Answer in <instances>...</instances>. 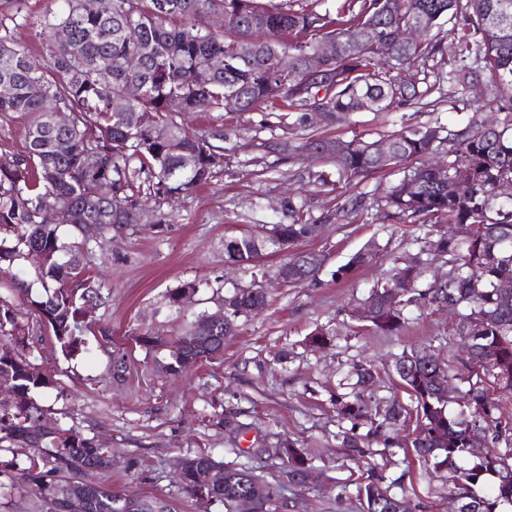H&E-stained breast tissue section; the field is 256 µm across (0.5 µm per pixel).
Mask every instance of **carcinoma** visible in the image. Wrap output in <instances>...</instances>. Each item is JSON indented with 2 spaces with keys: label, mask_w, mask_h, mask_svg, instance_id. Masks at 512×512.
<instances>
[{
  "label": "carcinoma",
  "mask_w": 512,
  "mask_h": 512,
  "mask_svg": "<svg viewBox=\"0 0 512 512\" xmlns=\"http://www.w3.org/2000/svg\"><path fill=\"white\" fill-rule=\"evenodd\" d=\"M26 0H10L0 11V82L13 94L0 99V113L31 115L25 151L0 159V272L26 268L31 282L21 283L37 322L66 357L87 350L92 332L83 319L85 305L103 301L101 284L85 257L86 240L75 232L100 219L122 228L138 223L139 206L169 195L189 194L209 184L224 168V129H188L182 116L224 111V99L239 100L238 111L260 104L282 103L308 122L306 108L323 103L340 120L368 102L373 112L401 106H431V97L448 83V92L465 95L487 71L490 94L502 117L489 127L469 123L454 130L416 126L388 137L391 153L380 157L372 142L307 137L297 145L276 140L262 144L270 153L290 158L314 156L334 172H308L314 183L349 184L354 179L391 165L408 163L403 177L389 186L380 201L363 194L348 197L341 212L362 214L379 206L401 218L436 219L448 231H428L419 252L396 268L415 285L398 308L389 304L392 280L377 283L362 307L371 323L385 334L404 329L406 307L421 302L462 308L457 335L464 357L462 371L469 385L458 405L448 411L450 397L434 386V367L426 348L396 356L395 371L402 388L415 403V415L429 434L410 441L418 461L448 472V491L466 512H505L512 507V422L504 419L500 401L490 398L485 383L493 380L512 391V300L501 299L496 284L512 280V199L498 198L496 187L512 179V0H341L335 11L327 0H99L89 13L82 0H61L57 12L34 15L22 7ZM216 12L229 24L223 31L208 27ZM410 19L424 21L419 43H406L399 30ZM497 21L495 35L486 23ZM462 24L446 41L438 30ZM20 27L36 28L45 55L34 58L15 39ZM64 27L69 37L55 40ZM325 38L336 39V58L318 78L309 76L305 58ZM136 56L139 67L128 60ZM214 57L224 69L205 82L196 75ZM417 68L423 77L410 74ZM434 76L429 81L428 76ZM131 81L143 87L129 111L135 123L115 116L110 97ZM181 108H170L173 99ZM448 145L444 166L428 167L424 158ZM471 182L469 196L458 194L459 177ZM107 183L112 196L98 190ZM305 205L288 202V222L246 230L224 238V255L256 277L265 270L259 259L273 248L283 251L310 234ZM376 243L353 254L334 275L345 278L373 258ZM445 259L448 271L418 288L424 256ZM288 269V286L316 280L319 268L305 265L295 254L278 266ZM187 282L166 293L165 305L186 319L182 335L169 339L165 369L178 378L197 364L224 354V337L231 336L241 318L257 315L268 305L267 294L240 285L241 300L224 314V325L201 329L203 312L188 313L179 305ZM34 346L14 306L0 300V384L11 395L0 396V508L34 489L30 512H127L122 494L102 483L84 480L89 472L110 470L112 450L64 417L38 405L34 395L55 386L52 375L36 366ZM354 392L338 393L334 405L350 428L339 436V447L358 454L372 442L389 446L387 429L401 425L410 409L392 402L372 410L365 393L375 382L367 365L355 368ZM369 426L366 433L359 428ZM492 433L504 441L505 454L480 456L472 452L475 437ZM286 468L281 479L304 484L312 458L291 443L281 444ZM218 469V482L202 484L199 471ZM176 484L201 508L262 492L260 505L275 501L281 483H270L254 469L224 462L208 452L182 460ZM385 476L370 472L354 482L360 512H397L398 498L384 487ZM136 512H171L161 497L139 500Z\"/></svg>",
  "instance_id": "1"
}]
</instances>
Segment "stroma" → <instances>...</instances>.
Masks as SVG:
<instances>
[{
    "label": "stroma",
    "mask_w": 512,
    "mask_h": 512,
    "mask_svg": "<svg viewBox=\"0 0 512 512\" xmlns=\"http://www.w3.org/2000/svg\"><path fill=\"white\" fill-rule=\"evenodd\" d=\"M486 100L484 87L476 86L464 101L447 100L434 110L356 112L337 124L313 121L295 127L288 136L295 142L311 135L377 140L407 126L485 121L492 117ZM186 122L197 130L223 127V171L190 195L150 205L134 228L121 233L105 229L89 242L88 259L109 294L90 317L100 332L89 336L88 351L70 359L50 339L39 341L37 362L57 385L38 395L37 403L73 413L81 430L111 448V470L91 474V481L128 496L164 497L174 512H196L194 502L172 481L183 458L204 450L255 468L273 482L282 461L272 450L287 440L313 454L310 489L288 486L282 492L288 512H358L355 496L342 494L341 486L370 467L387 479H401L395 493L409 505L453 512L447 472L422 466L409 446L415 421L406 422L397 446L378 444L372 455L356 459L339 446L343 424L330 403L358 361H371L379 374L375 403H405L409 397L394 372L395 354L420 344L445 361L460 352L457 319L448 310L427 303L409 307L405 329L392 336L354 315L373 285L391 278L405 255L416 253L415 238L424 229L392 221L377 209L331 224L324 217L345 194H381L401 178V166L332 191L307 184L310 158L266 151L276 120L264 108L191 114ZM296 195L306 196L321 231L293 245L291 252L324 255L317 281L296 288L269 284V307L239 321L235 335L225 338L220 359L186 377L170 378L162 368V353L146 354L131 341V332L179 335L184 321L165 307L164 296L184 283L200 285L188 306L192 312L216 309L213 284L249 283V274L225 261V236L254 224L285 222L288 199ZM372 241L378 245L373 263L348 278H336L337 267ZM320 327L331 332L332 345L306 347L305 337Z\"/></svg>",
    "instance_id": "stroma-1"
}]
</instances>
